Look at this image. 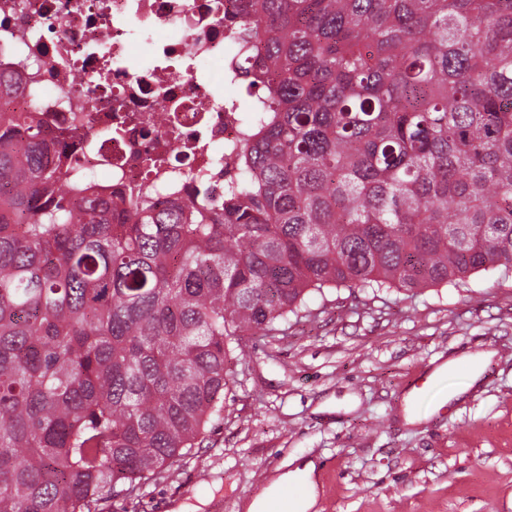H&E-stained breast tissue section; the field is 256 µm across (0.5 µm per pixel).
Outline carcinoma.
Masks as SVG:
<instances>
[{
	"label": "carcinoma",
	"mask_w": 512,
	"mask_h": 512,
	"mask_svg": "<svg viewBox=\"0 0 512 512\" xmlns=\"http://www.w3.org/2000/svg\"><path fill=\"white\" fill-rule=\"evenodd\" d=\"M224 203L112 208L0 110V512H99L222 419L325 288L512 272V0H241Z\"/></svg>",
	"instance_id": "carcinoma-1"
}]
</instances>
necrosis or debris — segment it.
<instances>
[{"instance_id":"obj_1","label":"necrosis or debris","mask_w":512,"mask_h":512,"mask_svg":"<svg viewBox=\"0 0 512 512\" xmlns=\"http://www.w3.org/2000/svg\"><path fill=\"white\" fill-rule=\"evenodd\" d=\"M229 0H0V70L38 112L75 176L120 198L143 186L168 201L224 181L246 129L224 97L240 85ZM153 58L141 63L144 46Z\"/></svg>"}]
</instances>
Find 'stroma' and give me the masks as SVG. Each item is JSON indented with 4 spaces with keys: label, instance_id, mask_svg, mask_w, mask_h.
<instances>
[{
    "label": "stroma",
    "instance_id": "stroma-1",
    "mask_svg": "<svg viewBox=\"0 0 512 512\" xmlns=\"http://www.w3.org/2000/svg\"><path fill=\"white\" fill-rule=\"evenodd\" d=\"M512 277L413 295L350 288L316 296L233 366L223 419L202 447L143 489L117 486L102 512H240L294 458L321 465L316 512H512ZM492 352L483 382L444 403L467 371L432 370ZM416 389L421 422L405 425Z\"/></svg>",
    "mask_w": 512,
    "mask_h": 512
}]
</instances>
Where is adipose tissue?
I'll return each instance as SVG.
<instances>
[{"label":"adipose tissue","mask_w":512,"mask_h":512,"mask_svg":"<svg viewBox=\"0 0 512 512\" xmlns=\"http://www.w3.org/2000/svg\"><path fill=\"white\" fill-rule=\"evenodd\" d=\"M297 481L303 483L305 494L301 499L291 503L289 512H312L318 503L320 485L317 464L311 459L303 461L292 470L274 476L258 495L242 502L243 512H276L275 504L281 489Z\"/></svg>","instance_id":"ef3b65f1"}]
</instances>
